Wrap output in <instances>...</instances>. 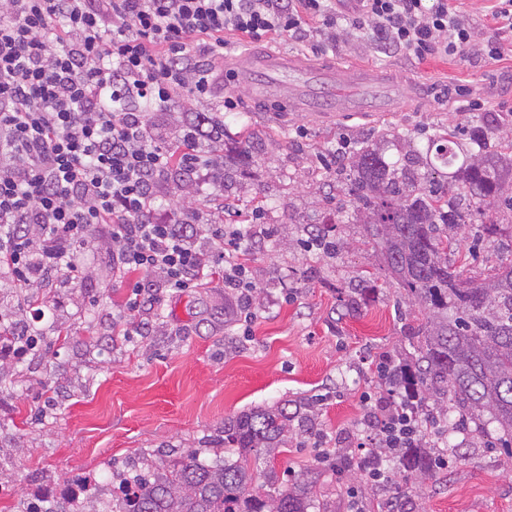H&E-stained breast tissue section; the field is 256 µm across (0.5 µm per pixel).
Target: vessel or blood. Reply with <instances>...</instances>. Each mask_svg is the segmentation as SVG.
<instances>
[{
	"label": "vessel or blood",
	"instance_id": "vessel-or-blood-1",
	"mask_svg": "<svg viewBox=\"0 0 512 512\" xmlns=\"http://www.w3.org/2000/svg\"><path fill=\"white\" fill-rule=\"evenodd\" d=\"M296 66L295 58L273 51L257 55L243 53L232 60V67L239 70L250 96L261 100L277 97L281 76ZM324 88L333 90L331 104L337 112H360L372 103L388 112L398 99L396 88L386 84L376 72L361 67H335L313 72L309 84L294 89L296 109L316 108L319 92Z\"/></svg>",
	"mask_w": 512,
	"mask_h": 512
}]
</instances>
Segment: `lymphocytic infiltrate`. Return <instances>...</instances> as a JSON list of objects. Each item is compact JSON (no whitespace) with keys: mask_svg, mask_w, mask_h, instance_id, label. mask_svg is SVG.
<instances>
[{"mask_svg":"<svg viewBox=\"0 0 512 512\" xmlns=\"http://www.w3.org/2000/svg\"><path fill=\"white\" fill-rule=\"evenodd\" d=\"M353 26H369L382 46L416 57L470 42L452 0H356ZM336 23L332 0H0V275L36 288L77 271V255L103 233L118 275L142 272L123 325L152 291L179 294L205 276L200 235L230 244L217 274L225 288L250 286L236 255L243 228H199L190 211L157 217L170 167L164 135L145 108L165 111L176 94L204 101L219 76L212 59L232 29L258 40L301 32L305 19ZM373 453L360 467L376 482L377 454L419 447L413 401L368 411Z\"/></svg>","mask_w":512,"mask_h":512,"instance_id":"1","label":"lymphocytic infiltrate"}]
</instances>
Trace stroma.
Listing matches in <instances>:
<instances>
[{
    "label": "stroma",
    "mask_w": 512,
    "mask_h": 512,
    "mask_svg": "<svg viewBox=\"0 0 512 512\" xmlns=\"http://www.w3.org/2000/svg\"><path fill=\"white\" fill-rule=\"evenodd\" d=\"M455 6L474 36L471 47L422 60L379 48L367 30L351 26L348 7L331 40L313 34L252 41L225 32L228 55L271 48L312 66L350 61L376 68L400 85L401 104L388 114L340 117L270 112L245 100L239 80L212 90L206 108L227 96L236 103L224 113L225 142L246 125L264 144L256 158L228 155L238 176L236 213L207 193L191 200L201 224H233L237 212L263 205L249 226L257 244L241 255L255 285L250 329L238 323L236 295L210 276L180 294L161 292L156 333L124 335L117 318L135 278H118L103 244L82 252L80 273L50 277L38 301L0 280V318H34L46 348L42 357L0 367V487L36 497L61 473L103 484L113 469L157 457L161 446L198 447L225 418L292 399L313 404L320 434L271 465L279 476H294L320 467L322 452L344 449L350 469L324 479L328 512H350L355 500L363 512H383L398 497L406 512H512V458L496 447L492 431L466 434L455 454L447 453L445 436L432 438L448 466L421 483L393 463L379 484L357 465L364 415L400 399L382 384L378 364L386 355L409 359V331L425 317L410 309L379 248L367 241L351 197L328 183L337 161L366 141L380 144L394 162L425 151L443 125L484 126L496 144L512 138V30L494 19L495 0ZM490 40L502 48L494 59L483 53ZM483 220L499 232L480 241L475 227L463 232L454 260L467 276L486 277L508 258L499 244L512 240V212L492 207ZM315 226L328 230L339 249L312 246ZM358 288L364 300L346 309ZM61 333L68 343H57Z\"/></svg>",
    "instance_id": "35a3bbf8"
}]
</instances>
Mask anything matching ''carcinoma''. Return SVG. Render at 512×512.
I'll use <instances>...</instances> for the list:
<instances>
[{"label":"carcinoma","mask_w":512,"mask_h":512,"mask_svg":"<svg viewBox=\"0 0 512 512\" xmlns=\"http://www.w3.org/2000/svg\"><path fill=\"white\" fill-rule=\"evenodd\" d=\"M212 138L198 147L213 149L224 126L208 114ZM456 129L437 134L436 142L403 162L389 163L377 146L364 144L336 170L349 177L348 191L367 236L383 252L388 269L412 304L427 313L412 340L415 359L398 364L385 384L431 400L444 409L452 398L455 428L494 425L504 452L512 449V264L487 279L463 276L448 261L453 233L477 224L482 236L497 234L485 224L480 206L500 204L512 211V142L496 158L485 154L482 127L470 132V144L456 141ZM238 152L261 149L260 138L245 128ZM446 168L442 172L439 167ZM306 404L276 402L224 419V426L201 441L157 462L137 459L123 472H111L112 488L124 496L123 512H309L316 507L314 488L322 471L301 478L253 487L254 464L271 461L299 437L316 430ZM213 458H200L203 452ZM432 448H407L398 465L407 474L428 478L435 467Z\"/></svg>","instance_id":"1"}]
</instances>
